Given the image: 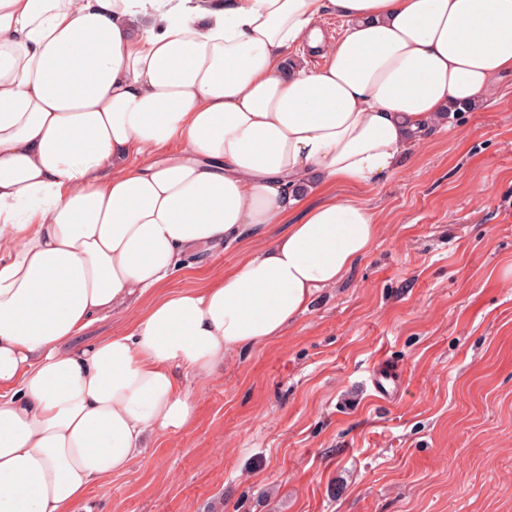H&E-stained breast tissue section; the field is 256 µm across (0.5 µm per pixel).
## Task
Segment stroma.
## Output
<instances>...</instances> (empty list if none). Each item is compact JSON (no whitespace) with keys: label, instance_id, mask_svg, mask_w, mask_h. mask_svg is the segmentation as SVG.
I'll return each instance as SVG.
<instances>
[{"label":"stroma","instance_id":"1","mask_svg":"<svg viewBox=\"0 0 512 512\" xmlns=\"http://www.w3.org/2000/svg\"><path fill=\"white\" fill-rule=\"evenodd\" d=\"M456 123L377 186L337 188L380 209L371 252L198 381L193 426L96 484L91 512H512V81ZM240 259L193 254L170 286Z\"/></svg>","mask_w":512,"mask_h":512}]
</instances>
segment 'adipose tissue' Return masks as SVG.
<instances>
[{
  "instance_id": "obj_1",
  "label": "adipose tissue",
  "mask_w": 512,
  "mask_h": 512,
  "mask_svg": "<svg viewBox=\"0 0 512 512\" xmlns=\"http://www.w3.org/2000/svg\"><path fill=\"white\" fill-rule=\"evenodd\" d=\"M510 74L512 0H0V512H80L189 430L186 378L281 336L378 239L380 212L315 188L387 177ZM247 239L219 282L167 290ZM139 307H143V302H141L140 305L138 302L133 303L118 312L112 313V316L95 322L83 336L76 337L72 343H70V348L82 347L107 336L122 333L128 325V322L139 311Z\"/></svg>"
}]
</instances>
